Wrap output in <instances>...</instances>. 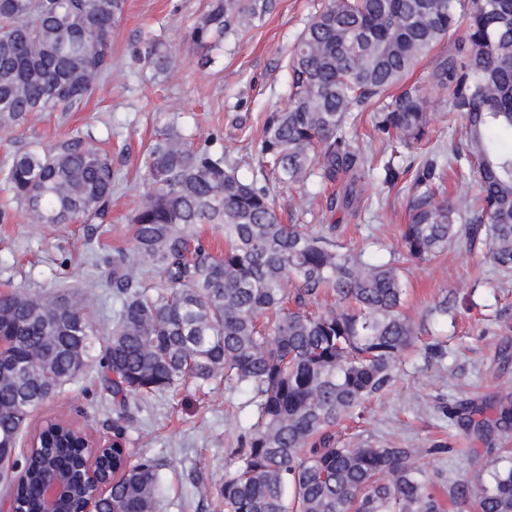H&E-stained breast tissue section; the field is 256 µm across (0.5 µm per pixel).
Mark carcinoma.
Masks as SVG:
<instances>
[{
	"mask_svg": "<svg viewBox=\"0 0 512 512\" xmlns=\"http://www.w3.org/2000/svg\"><path fill=\"white\" fill-rule=\"evenodd\" d=\"M126 0H0V131L26 130L48 112H68L112 68V29ZM276 0H210L191 39L209 50L253 28ZM431 83L449 92L465 119L448 161L466 164L465 208L445 193L438 162L411 176L408 261H431L465 232L485 236L491 260L512 272V0H326L297 37L289 60L291 103L265 116L262 179L235 173L214 145L193 147L173 124L141 159L143 199L131 217L133 249L112 256V328L101 335L71 293L45 299L0 294V339L8 346L0 377V457L23 476L0 484L25 512H39L40 489L65 473L75 434L49 425L38 446L19 450L23 421L64 384L97 369L116 400L112 441L124 444L128 402L220 378L253 393L248 429L220 496L224 512H445L421 449L355 446L337 428L362 419L366 403L391 383L401 356L419 340L403 313L401 268L363 259L335 244L337 225L317 233L281 222L270 182L305 185L315 176L344 184L329 209L350 203L353 184L371 171L365 148L347 134L369 112L395 158L429 139L424 91L407 75L443 43ZM144 63L171 66L153 42ZM14 197L41 224L102 219L112 203V161L80 137L50 150L15 153L0 168ZM202 224L224 225V252L199 243ZM158 271L163 288L141 284L136 265ZM336 305L314 308L323 295ZM50 345L47 363L32 350ZM480 435L512 428L500 406L494 426L483 409L464 408ZM453 505L477 493L479 512H512V456L456 480ZM159 463L128 448L96 512H155Z\"/></svg>",
	"mask_w": 512,
	"mask_h": 512,
	"instance_id": "obj_1",
	"label": "carcinoma"
}]
</instances>
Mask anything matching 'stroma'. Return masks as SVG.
I'll use <instances>...</instances> for the list:
<instances>
[{
  "label": "stroma",
  "instance_id": "1",
  "mask_svg": "<svg viewBox=\"0 0 512 512\" xmlns=\"http://www.w3.org/2000/svg\"><path fill=\"white\" fill-rule=\"evenodd\" d=\"M208 0H127L112 31V71L99 79L84 106L44 115L33 129L0 132V165L33 144L55 147L80 136L93 140L112 160L115 187L106 221L34 224L24 206L0 185V293L51 296L78 290L100 330L112 325V257L130 250L131 214L141 202L140 159L165 125L174 123L194 146L218 142L239 177L258 174V146L266 112L286 107L284 65L298 33L322 0H278L275 11L243 36L211 50L203 67L191 29ZM168 46L172 65L157 76L137 59L149 37ZM430 62L407 81L423 87L433 114L428 143L406 154L419 164L457 143L464 121L448 91L433 86ZM408 179L391 188L380 172L359 181L349 208L328 211L329 188L316 184L281 190L283 223L311 232L338 225L337 240L355 252L388 256L400 246L408 220ZM405 311L421 343L404 356L386 391L372 399L358 430L372 444L394 442L423 449L429 474L466 478L483 469L499 449L512 448V433L477 439L454 417L461 403L484 406L494 416L512 397V276L493 267L488 244L455 240L443 258L407 264ZM447 301L448 313L434 307ZM248 395L215 380L187 384L176 398L154 396L131 402L126 446L158 459L167 491L155 512H224L219 489L233 448L257 419ZM64 419L95 436L112 433V399L99 388L97 373L65 384L29 417L25 434L49 419ZM448 452L434 454V443Z\"/></svg>",
  "mask_w": 512,
  "mask_h": 512
}]
</instances>
